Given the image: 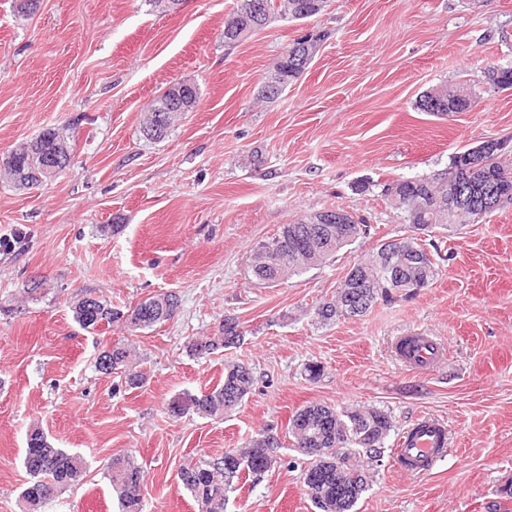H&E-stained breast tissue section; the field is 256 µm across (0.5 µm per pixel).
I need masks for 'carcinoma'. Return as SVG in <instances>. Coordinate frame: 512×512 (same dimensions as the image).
Here are the masks:
<instances>
[{"label": "carcinoma", "mask_w": 512, "mask_h": 512, "mask_svg": "<svg viewBox=\"0 0 512 512\" xmlns=\"http://www.w3.org/2000/svg\"><path fill=\"white\" fill-rule=\"evenodd\" d=\"M252 0H239L236 10L224 23V45L231 47L265 28L273 19L300 20L321 14L329 0H259L262 7L253 10ZM326 34L305 35L295 39L267 74L276 78L282 88L297 81L308 69L304 59H313L318 44ZM179 96L187 98L185 106L192 111L199 100V88L193 83L178 82L153 99L148 108L144 128L155 125L165 115L164 133L149 136L159 141L173 131L184 112H166L168 103ZM472 107L469 84L453 88H433L420 97L417 109L434 116L465 112ZM47 147L48 155L62 151L71 155L68 127H49L38 136L11 151L15 163L4 170L13 185L21 189L25 183H39L44 177L41 166H29L28 145ZM512 193V155L496 154L487 147L482 165L470 171L452 156L448 168L432 177L398 178L382 183L381 196L386 204L403 214L412 235L378 243L363 261L352 266L336 288L335 295L317 305L318 319L328 322L340 317L365 314L379 301L391 302L410 293L416 283L431 284L437 276L441 248L429 238L432 229L454 224H469L480 219L488 192ZM317 213L281 225L279 231L259 244L249 272L266 287H274L288 278L324 263L344 247L367 234L368 225L357 218L347 236L332 235L314 241L307 228ZM430 229L420 235L418 226ZM396 246L404 255L402 281L397 283L389 269L380 262V250ZM178 309L173 293L150 297L127 310L114 306L104 298L88 294L71 305L74 320L85 330H96L103 324H122L129 332L150 328L172 319ZM242 331L233 318L224 320L218 336H199L191 350L197 355L211 354L229 348L241 340ZM96 364L100 372L124 376L127 386L142 385L146 372L137 360L131 344L117 343L100 351ZM255 384L254 372L242 363L224 367V381L202 395L175 398L170 411L176 415L192 410L219 419L235 410L249 397ZM393 430L391 416L376 407L338 410L322 403H310L295 411L288 423V436L293 447L308 458L305 472L310 474L307 496L318 512H352L361 495L378 474L384 444ZM277 436L265 432L247 441L240 448H231L224 456L204 459L183 466L178 474L183 488L195 502L198 512H226L227 493L242 473L259 483L277 464ZM23 465L30 476L29 484L20 494L22 512H45L46 506L67 488L79 484L85 474L86 461L63 448H55L41 429L28 431ZM118 512H142L144 474L134 459L126 455L112 458L106 472Z\"/></svg>", "instance_id": "obj_1"}]
</instances>
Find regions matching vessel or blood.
<instances>
[{"instance_id": "b4317fda", "label": "vessel or blood", "mask_w": 512, "mask_h": 512, "mask_svg": "<svg viewBox=\"0 0 512 512\" xmlns=\"http://www.w3.org/2000/svg\"><path fill=\"white\" fill-rule=\"evenodd\" d=\"M443 349L428 336H407L401 343L400 356L413 370L426 371L441 359ZM448 447V430L444 422L426 417L416 423L399 440L396 464L405 472L426 474L442 458Z\"/></svg>"}]
</instances>
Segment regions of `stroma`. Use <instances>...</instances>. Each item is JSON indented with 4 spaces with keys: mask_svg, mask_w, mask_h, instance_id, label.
Instances as JSON below:
<instances>
[{
    "mask_svg": "<svg viewBox=\"0 0 512 512\" xmlns=\"http://www.w3.org/2000/svg\"><path fill=\"white\" fill-rule=\"evenodd\" d=\"M237 3L40 0L21 17L0 0V160L45 128L74 132L71 165L52 181L20 190L0 179V238L15 243L0 248V512L21 510L34 427L87 462L47 512H116L104 472L119 454L146 474L144 512H197L180 468L268 429L280 464L260 483L237 482L226 512H315L287 433L311 402L393 420L353 512H512V202L435 229L448 258L428 287L361 316H315L379 241L409 235L383 182L441 173L485 140L512 144V91L485 80L512 65V0H331L228 47ZM318 31L326 38L305 73L260 102L289 43ZM179 81L199 87L196 107L164 140L146 139L148 104ZM461 81L470 110L417 109L429 89ZM336 207L363 217L366 237L278 287L249 279L253 250L281 225ZM36 279L43 289L28 297ZM164 292L179 298L176 317L134 335L84 330L70 310L87 293L133 306ZM228 317L243 344L193 356L190 339L217 335ZM407 335L445 344L431 374L396 358ZM117 342L139 352L141 387L97 369ZM228 362L256 378L241 407L221 419L170 412L174 398L223 383ZM310 362L323 368L318 381ZM424 416L447 424L448 454L428 474H400L393 450Z\"/></svg>",
    "mask_w": 512,
    "mask_h": 512,
    "instance_id": "1",
    "label": "stroma"
}]
</instances>
